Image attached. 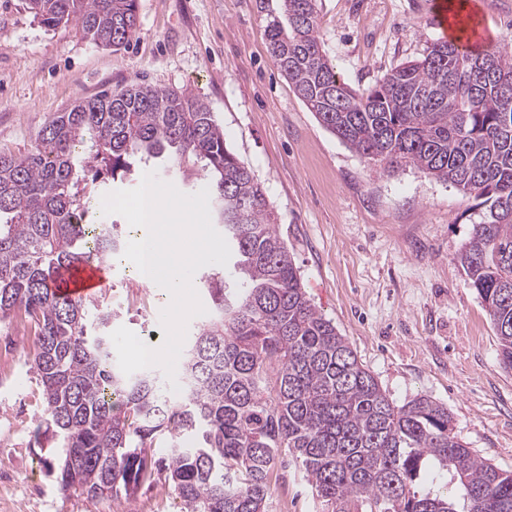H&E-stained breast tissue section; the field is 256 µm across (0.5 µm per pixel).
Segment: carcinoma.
Here are the masks:
<instances>
[{
    "label": "carcinoma",
    "mask_w": 512,
    "mask_h": 512,
    "mask_svg": "<svg viewBox=\"0 0 512 512\" xmlns=\"http://www.w3.org/2000/svg\"><path fill=\"white\" fill-rule=\"evenodd\" d=\"M317 0H259L274 65L319 122L364 158L411 167L486 206L457 262L487 309L512 370V44L440 40L371 86L336 75L317 35ZM47 28L77 26L118 48L136 0H27ZM183 170L202 162L211 220L234 268H210V318L190 337L183 386L161 370L125 375L107 334L112 312L74 301L54 274L121 252L123 231L87 217L98 187L136 157ZM33 336L43 424L62 457L63 492L129 496L164 471L183 512H267L283 452L324 512H512V474L475 456L448 408L425 396L391 402L336 325L311 303L261 186L228 148L209 107L186 90L133 83L61 112L25 154L0 153V321ZM449 477L464 508L434 486Z\"/></svg>",
    "instance_id": "obj_1"
}]
</instances>
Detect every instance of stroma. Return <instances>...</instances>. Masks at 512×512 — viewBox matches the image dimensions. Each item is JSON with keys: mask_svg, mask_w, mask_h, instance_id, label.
Listing matches in <instances>:
<instances>
[{"mask_svg": "<svg viewBox=\"0 0 512 512\" xmlns=\"http://www.w3.org/2000/svg\"><path fill=\"white\" fill-rule=\"evenodd\" d=\"M476 2L487 41H512V0ZM432 12V0H318V37L337 75L365 87L440 39ZM133 82L207 104L265 191L308 297L389 400L447 406L458 439L512 472V370L456 262L483 213L477 200L410 167L386 171L327 131L274 65L258 0H137L136 32L118 49L72 26L46 28L25 0H0V152H27L57 113ZM149 171L186 194L206 186L153 159L103 190L135 188ZM102 297L112 328L162 345L168 291L127 262ZM33 353L14 321L0 322V512H179L161 476L129 497L60 490L48 466L56 441L35 433L45 403ZM270 486L269 512H322L289 455Z\"/></svg>", "mask_w": 512, "mask_h": 512, "instance_id": "stroma-1", "label": "stroma"}]
</instances>
